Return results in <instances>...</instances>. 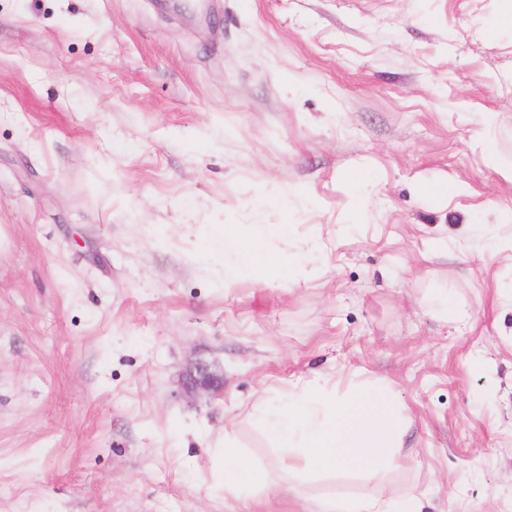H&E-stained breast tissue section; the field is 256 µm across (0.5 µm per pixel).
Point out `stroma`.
Listing matches in <instances>:
<instances>
[{
    "mask_svg": "<svg viewBox=\"0 0 512 512\" xmlns=\"http://www.w3.org/2000/svg\"><path fill=\"white\" fill-rule=\"evenodd\" d=\"M510 16L0 0V512H512ZM252 224L322 240L310 281L225 284ZM317 374L392 397L379 474L277 469L259 414ZM255 483V473L239 454L224 449V487L244 488ZM346 512H420L419 499L408 496L382 501L372 496H362L346 505Z\"/></svg>",
    "mask_w": 512,
    "mask_h": 512,
    "instance_id": "35a3bbf8",
    "label": "stroma"
}]
</instances>
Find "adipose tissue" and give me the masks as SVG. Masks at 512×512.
Instances as JSON below:
<instances>
[{"label":"adipose tissue","mask_w":512,"mask_h":512,"mask_svg":"<svg viewBox=\"0 0 512 512\" xmlns=\"http://www.w3.org/2000/svg\"><path fill=\"white\" fill-rule=\"evenodd\" d=\"M287 236L284 224L225 229V283L235 282L257 263L265 264L270 278L282 276L284 263L266 245L269 238ZM398 424L393 400L381 386H364L340 399L317 380L296 384L286 408L264 419L267 434L283 450L279 467L292 475L354 465L380 472L387 449L400 445Z\"/></svg>","instance_id":"adipose-tissue-1"}]
</instances>
